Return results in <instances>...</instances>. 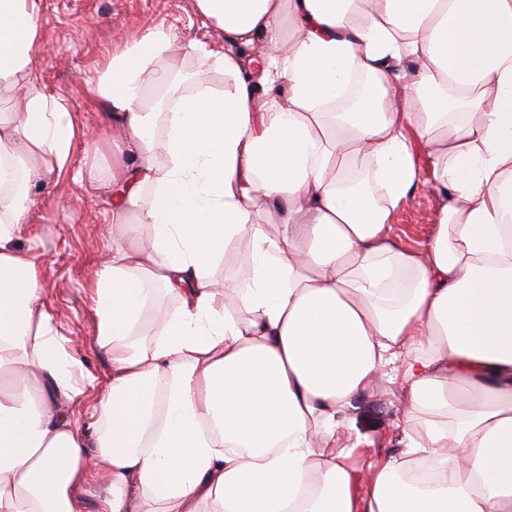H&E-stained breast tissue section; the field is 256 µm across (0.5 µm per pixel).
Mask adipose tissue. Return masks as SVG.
Here are the masks:
<instances>
[{
	"instance_id": "obj_1",
	"label": "adipose tissue",
	"mask_w": 512,
	"mask_h": 512,
	"mask_svg": "<svg viewBox=\"0 0 512 512\" xmlns=\"http://www.w3.org/2000/svg\"><path fill=\"white\" fill-rule=\"evenodd\" d=\"M196 4L273 53L158 30L87 86L122 132L118 237L91 273L112 375L88 432L66 411L82 363L17 248L84 134L42 84L39 0H0V512H81L94 473L97 512H512V0ZM421 145L442 204L415 252L391 215ZM380 375L408 405L404 449L360 500L350 451L326 446Z\"/></svg>"
}]
</instances>
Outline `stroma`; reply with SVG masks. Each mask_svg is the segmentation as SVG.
<instances>
[{
	"mask_svg": "<svg viewBox=\"0 0 512 512\" xmlns=\"http://www.w3.org/2000/svg\"><path fill=\"white\" fill-rule=\"evenodd\" d=\"M43 40L38 60L47 90L66 98L70 118L91 129L95 140L77 148L70 174L47 188L33 189L20 251H35L41 265L43 298L61 340L92 378L70 412L83 427L94 422L93 406L105 391L112 358L96 341L97 321L89 298L90 272L112 258L113 126L106 107L91 99L86 81L107 52L133 33L159 29L175 34L182 44L223 45V32L203 25L196 0H41ZM440 195L433 181L420 183L392 217L396 242L410 250L427 243L438 220ZM397 386L377 380L359 403L358 428L371 445L365 457L387 458L400 448L394 422L404 413Z\"/></svg>",
	"mask_w": 512,
	"mask_h": 512,
	"instance_id": "obj_1",
	"label": "stroma"
}]
</instances>
